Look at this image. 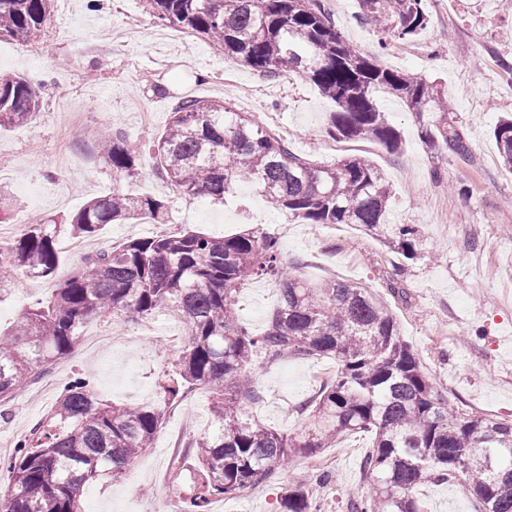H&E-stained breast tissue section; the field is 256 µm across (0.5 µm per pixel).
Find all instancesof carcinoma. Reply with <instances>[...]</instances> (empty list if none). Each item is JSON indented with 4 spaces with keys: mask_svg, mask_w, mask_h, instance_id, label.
Masks as SVG:
<instances>
[{
    "mask_svg": "<svg viewBox=\"0 0 512 512\" xmlns=\"http://www.w3.org/2000/svg\"><path fill=\"white\" fill-rule=\"evenodd\" d=\"M54 0H0V38L32 43L51 22ZM149 14L227 58L268 77L294 74L336 104L330 136L372 138L392 151L399 130L377 98L402 100L422 141L442 143L464 158L467 143L448 127L447 93L417 73L387 68L358 52L336 27L323 0H145ZM425 0H357L359 19L380 35L381 47L409 40L429 22ZM40 91L28 79L0 75V130L33 122ZM503 167L512 169V117L492 130ZM105 162L132 178L140 151L119 133L102 137ZM158 172L189 196L223 202L242 182L254 184L277 210L305 224H353L390 251L411 257L417 230L389 224V181L373 162L353 155L321 167L294 153L248 112L220 100L185 96L153 144ZM165 200L119 191L88 201L68 223L27 224L0 243V294L21 275L54 278L59 238H91L109 224L148 218L162 224ZM279 286L277 306L255 332L239 317L237 300L249 281ZM163 311L185 336L174 376L160 385L173 403L197 389L210 393L214 433L189 441L197 480L180 512H210L264 484L294 456H310L347 435L367 434L362 463L369 492L350 500V512H421L415 491L429 482L463 479L477 512H512V420L453 405L402 340L389 306L357 283H314L280 260L273 234L246 231L211 237L195 230L132 239L83 258L55 284L51 299L28 307L12 330L0 333V421L15 394L72 354L82 331L104 320L148 318ZM296 354L333 359L336 373L304 402L301 431H278L249 416L262 393L250 378L253 357ZM165 408L99 398L78 375L62 389L52 416L0 457L10 488L0 512H82L92 484L109 486L153 447ZM286 512H320L301 486L288 488Z\"/></svg>",
    "mask_w": 512,
    "mask_h": 512,
    "instance_id": "obj_1",
    "label": "carcinoma"
}]
</instances>
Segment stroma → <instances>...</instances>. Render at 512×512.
<instances>
[{"instance_id": "1", "label": "stroma", "mask_w": 512, "mask_h": 512, "mask_svg": "<svg viewBox=\"0 0 512 512\" xmlns=\"http://www.w3.org/2000/svg\"><path fill=\"white\" fill-rule=\"evenodd\" d=\"M106 3L100 12L89 11L86 0L55 6L39 42L0 39V72L44 85L36 121L0 132V183L11 194L14 221L61 222L92 197L116 189L166 200L168 222L108 225L88 239L89 249L184 228L214 237L263 229L279 238L285 267H298L314 281L358 282L380 295L426 375L453 403L512 419V171L502 167L491 134L497 119L512 113V73L501 67L512 62V0H426L427 28L385 51L356 12H343L340 0H325L354 47L393 69L424 75L447 91L452 104L448 123L469 146L465 160L445 147L422 143L411 114L395 97L384 98L380 106L401 132L397 151L368 139L331 138L326 129L334 105L313 84L288 75L262 78L225 59L205 40L157 23L144 0ZM107 24L112 52L89 51L87 38ZM228 69L234 73L229 87L224 84ZM187 95L221 99L251 113L316 165L367 156L393 188L388 222L419 230L415 257L407 260L386 251L351 225L279 223V211L258 194L225 205L173 195L147 149L165 128L173 106ZM64 100L74 117L62 122L57 109ZM136 107L149 112L146 123L125 121V113ZM103 125L140 145L136 177L115 179L99 156L95 135ZM77 131L84 134L72 145L78 160L72 171H60L58 148ZM50 291L45 280L14 281L0 297V329L9 330L25 307ZM277 300L275 282L255 280L239 297V313L253 329L262 330ZM174 327L163 315L131 320L112 334L105 350L79 345L56 362L48 379L16 395L9 422H0V439L14 438L17 428L49 415L62 386L77 373L91 377L100 398L110 402L159 400L157 382L173 371L178 357L165 343ZM335 370L333 360L301 355L256 361L252 371L264 400L251 408V415L279 430L298 429L300 405ZM207 402V393L198 390L173 403L151 451L120 482L90 489L84 512H163L161 486L184 463L182 456H167L168 439L175 434L184 443L211 429ZM370 446L368 436L356 434L315 455L296 457L268 483L231 500H214L211 512H283L285 490L302 479L322 512H348L349 500L366 484L361 461ZM418 497L424 512H475L473 499L457 482L425 485Z\"/></svg>"}]
</instances>
